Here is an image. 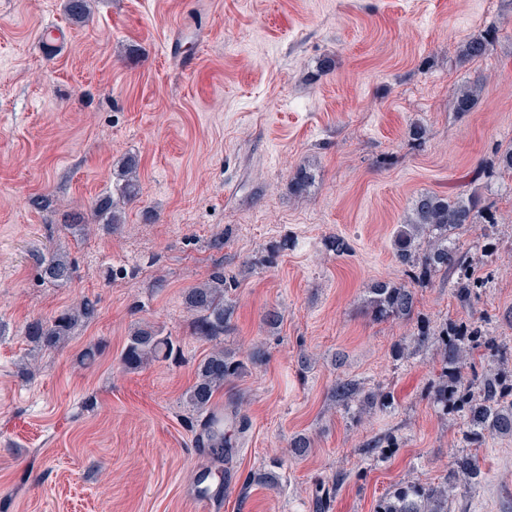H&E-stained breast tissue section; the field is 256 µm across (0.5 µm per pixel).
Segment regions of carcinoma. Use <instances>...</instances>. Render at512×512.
Instances as JSON below:
<instances>
[{"instance_id": "1", "label": "carcinoma", "mask_w": 512, "mask_h": 512, "mask_svg": "<svg viewBox=\"0 0 512 512\" xmlns=\"http://www.w3.org/2000/svg\"><path fill=\"white\" fill-rule=\"evenodd\" d=\"M92 0H65L64 10L75 24L85 23L92 12ZM493 35L478 34L462 41L457 47V58L469 63L485 57L492 44ZM483 84L474 82L455 90L448 99L453 111L472 112L481 100ZM512 174V147L495 152L483 160L473 171V180L492 182L496 177ZM122 184L120 195L106 194L97 199L91 219L79 212L67 213L63 224L69 229L84 231L92 224H103L116 230L123 224L122 204L138 193L137 162L130 157L121 165ZM312 183L307 168L297 169L290 188L303 193ZM467 224L484 225L481 251L491 258L496 253L494 243L495 218L483 209L481 199L474 194L459 193L442 197L433 192H421L411 202L404 222L398 225L394 246L396 257L405 267V276L418 284H427L435 276L448 279L453 295L460 303L471 306L479 289L489 283L490 276L480 275L474 269L469 251L457 244L455 231ZM38 276L57 285L72 282L75 265L63 253L50 257L40 256L37 261ZM230 286L224 269L216 268L203 283L187 289L184 305L191 315L193 334L215 343V347L198 363L195 381L185 392L186 406L201 418L199 437L203 447L212 456L222 459L234 447L232 433L240 434L248 426L245 415L233 408L229 424L216 417L219 412L215 396L224 384L241 377L247 363L224 351L221 338L231 330L233 305L226 296ZM367 305L376 319L407 321L416 311V295L404 282L383 281L370 289ZM96 304L84 299L50 321L34 320L25 330L26 338L36 346L56 349L63 346L72 330L80 322L91 319ZM437 335L443 348L441 382L433 390L434 402L446 409L450 406L463 413L464 441L471 444L482 439L512 437V371L500 368L483 376L472 374L467 379L462 369L467 358L476 350L490 348V358L497 365L512 359V348L499 342L490 331V322L479 317L465 325L443 324ZM180 345L171 336L155 326L134 329L127 336L121 360L130 371L140 368L149 360L176 359ZM331 397L345 412L360 410L379 400L374 392H367L352 380H340L332 388ZM481 474L476 458L468 453L456 457L454 467L440 485H410L387 493L377 506V512H448L450 492L461 482L471 483Z\"/></svg>"}]
</instances>
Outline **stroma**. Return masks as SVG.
I'll list each match as a JSON object with an SVG mask.
<instances>
[{"label": "stroma", "instance_id": "1", "mask_svg": "<svg viewBox=\"0 0 512 512\" xmlns=\"http://www.w3.org/2000/svg\"><path fill=\"white\" fill-rule=\"evenodd\" d=\"M48 22L68 34L54 55L37 48ZM492 25L488 56L460 63L457 45ZM475 81L479 105L457 114L450 94ZM413 123L423 145L407 137ZM510 145L512 0H93L82 25L63 0H0V512H199L200 478L215 470L213 512H314L319 496L324 512H376L397 484L441 482L463 429L431 396L441 342L417 347L415 322L372 320L367 299L405 279L393 239L412 199L468 183L498 218L497 253L476 251L482 225L457 238L490 283L469 307L434 278L415 287L417 312L434 328L484 316L512 341V175L471 180ZM129 155L140 193L119 231L67 230L63 214L90 213ZM301 166L314 181L297 195ZM45 247L75 262L71 284L37 277ZM219 266L233 278L225 350L265 353L217 396L249 421L220 462L196 445L183 399L212 348L183 293ZM83 299L96 314L66 347L25 338L29 322ZM144 325L181 359L126 370V338ZM93 345L101 354L82 362ZM341 379L387 407L345 413L331 399ZM299 435L311 440L301 456ZM385 435L381 461L363 454ZM476 454L482 476L448 512H512V438ZM274 461L278 485L256 482Z\"/></svg>", "mask_w": 512, "mask_h": 512}]
</instances>
